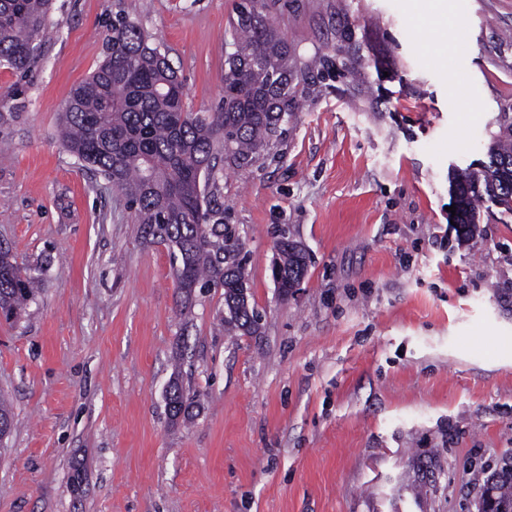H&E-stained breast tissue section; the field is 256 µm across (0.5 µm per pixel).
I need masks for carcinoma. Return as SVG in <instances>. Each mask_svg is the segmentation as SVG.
<instances>
[{
    "label": "carcinoma",
    "instance_id": "1",
    "mask_svg": "<svg viewBox=\"0 0 512 512\" xmlns=\"http://www.w3.org/2000/svg\"><path fill=\"white\" fill-rule=\"evenodd\" d=\"M51 0H0V66L25 74L36 62V39L47 29ZM229 24L234 51L225 62L224 97L234 102L217 112H189L187 90L168 50L150 42L140 25L118 15L106 39L99 68L71 90L60 129L63 148L104 176L134 209L146 234L174 245L177 288L224 289V325L249 333L258 316L249 304H231L246 277L237 262L242 250L237 225L207 207L196 176L214 175L219 151L239 165L252 161L275 136L282 108L295 109L298 71L288 39L267 21L239 18ZM499 131L487 145L488 161L478 170L454 171L451 191L459 194L463 234H473L481 204L498 201L512 215V114L497 119ZM299 256L284 250L280 270L288 287L298 280ZM36 297L35 278L0 252V314L18 320ZM171 419L190 415L183 386L170 385ZM486 484L501 502L512 503V465Z\"/></svg>",
    "mask_w": 512,
    "mask_h": 512
}]
</instances>
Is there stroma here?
Wrapping results in <instances>:
<instances>
[{"instance_id": "35a3bbf8", "label": "stroma", "mask_w": 512, "mask_h": 512, "mask_svg": "<svg viewBox=\"0 0 512 512\" xmlns=\"http://www.w3.org/2000/svg\"><path fill=\"white\" fill-rule=\"evenodd\" d=\"M238 0H55L35 66L0 68V247L40 280L0 318V512H477L512 456V215L451 225L453 169L479 167L512 110V0H267L299 104L267 151L201 186L238 225L253 336L224 291L183 298L173 249L67 153L60 117L116 14L169 50L192 112L224 98ZM308 272L282 297L281 231ZM180 376L190 421H172ZM442 0H418L414 15L416 25L422 29L441 30L448 26V18L442 8Z\"/></svg>"}]
</instances>
